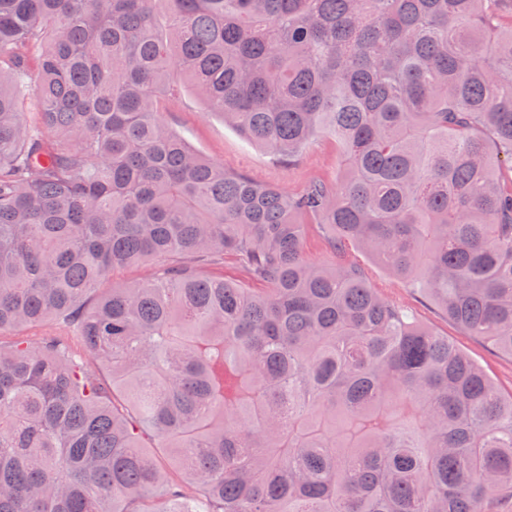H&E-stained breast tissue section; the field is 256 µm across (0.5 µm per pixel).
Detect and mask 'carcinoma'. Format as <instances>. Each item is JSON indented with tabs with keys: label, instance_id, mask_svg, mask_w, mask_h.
Returning <instances> with one entry per match:
<instances>
[{
	"label": "carcinoma",
	"instance_id": "obj_1",
	"mask_svg": "<svg viewBox=\"0 0 512 512\" xmlns=\"http://www.w3.org/2000/svg\"><path fill=\"white\" fill-rule=\"evenodd\" d=\"M177 80L283 162L334 138L340 179L191 150ZM505 165L512 0H0V512H512V395L353 257L512 357ZM304 254L307 259L322 265H336V254L328 245L329 231L313 217L304 218Z\"/></svg>",
	"mask_w": 512,
	"mask_h": 512
}]
</instances>
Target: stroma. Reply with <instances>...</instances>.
I'll return each instance as SVG.
<instances>
[{
  "mask_svg": "<svg viewBox=\"0 0 512 512\" xmlns=\"http://www.w3.org/2000/svg\"><path fill=\"white\" fill-rule=\"evenodd\" d=\"M163 117L188 147L207 159L224 164L226 170L249 175L291 193L301 192L315 179L335 181L340 170V152L329 137L311 140L292 162L279 161L241 137L231 125L225 124L222 116L208 112L197 94L186 86L170 98ZM366 270L380 294L409 306L418 320L467 352L503 392L512 391L511 357L499 355L482 341L465 335L430 301L407 288L400 279L372 264Z\"/></svg>",
  "mask_w": 512,
  "mask_h": 512,
  "instance_id": "stroma-1",
  "label": "stroma"
}]
</instances>
